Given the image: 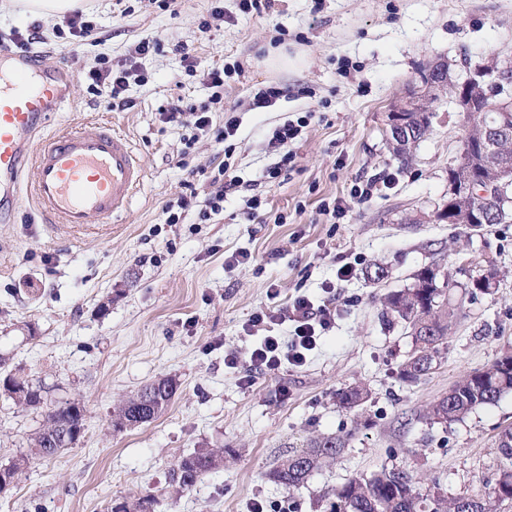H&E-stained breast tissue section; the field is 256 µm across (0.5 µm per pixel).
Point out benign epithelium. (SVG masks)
Returning a JSON list of instances; mask_svg holds the SVG:
<instances>
[{
	"label": "benign epithelium",
	"instance_id": "benign-epithelium-1",
	"mask_svg": "<svg viewBox=\"0 0 512 512\" xmlns=\"http://www.w3.org/2000/svg\"><path fill=\"white\" fill-rule=\"evenodd\" d=\"M512 83V62L475 66L459 80L451 75L450 64L440 60L420 74V86L410 97L391 106L385 127L386 140L400 144L411 135L407 113L428 111V101L448 90L465 112L468 145L472 151L463 156L459 178L448 180L449 199L464 198L471 203L470 222L485 220L484 203L492 199L502 210V219L512 209V170L498 165L496 139L512 130V95L506 86Z\"/></svg>",
	"mask_w": 512,
	"mask_h": 512
}]
</instances>
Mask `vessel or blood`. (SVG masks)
I'll list each match as a JSON object with an SVG mask.
<instances>
[{
    "instance_id": "obj_1",
    "label": "vessel or blood",
    "mask_w": 512,
    "mask_h": 512,
    "mask_svg": "<svg viewBox=\"0 0 512 512\" xmlns=\"http://www.w3.org/2000/svg\"><path fill=\"white\" fill-rule=\"evenodd\" d=\"M0 221L10 218L28 183L44 223L81 229L128 207L145 167L129 138L96 122L43 136L51 113L68 105L70 72L35 65L31 55L0 48Z\"/></svg>"
}]
</instances>
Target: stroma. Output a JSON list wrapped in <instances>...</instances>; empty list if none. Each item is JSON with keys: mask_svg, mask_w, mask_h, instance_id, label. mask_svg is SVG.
I'll list each match as a JSON object with an SVG mask.
<instances>
[{"mask_svg": "<svg viewBox=\"0 0 512 512\" xmlns=\"http://www.w3.org/2000/svg\"><path fill=\"white\" fill-rule=\"evenodd\" d=\"M239 4L223 0L224 15L215 18L210 0H176L170 11L149 0H80L94 26L82 40L64 32L61 18L0 11V41L39 23L31 55L77 76L70 107L52 113L46 133L110 125L131 139L146 170L127 212L110 223L53 231L28 198L0 222V378L41 380L52 400L86 409L76 444L32 461L0 494V512L37 505L107 512L147 492L161 499L159 512H250L254 500L289 498L298 512H323L332 490L384 465L405 466L451 496L478 493L497 477L512 393L448 425L430 422L425 409L467 373L512 353V218L478 229L436 218L467 132L452 93L431 101L433 132L408 161L389 151L384 123L433 61L450 60L462 77L467 60L512 58V0H274L259 14ZM143 39L161 51L137 54ZM180 45L195 71L186 69ZM281 46L303 50L304 66H265ZM105 59L135 70L128 109H106L82 78ZM218 66L224 91L213 131L161 123L168 99L209 103L207 74ZM271 86L287 96L275 107H254L255 94ZM229 110L239 129L226 147L214 131ZM302 117L305 127L287 145L293 162L266 178L280 160L268 152V138ZM226 163L245 188L225 198L223 211L204 220L194 207L179 223L160 222L187 177L204 188ZM371 181L378 185L372 196L351 201ZM254 193L262 201L257 223L245 216ZM338 200L349 204L345 215H323V204ZM239 252L250 261L230 263ZM490 263L500 271L496 287L470 291L471 278ZM346 264L353 273L339 279ZM432 264L449 275L457 319L437 367L402 383L397 371L412 338L382 299ZM379 265L388 275L371 281ZM300 296L333 303V327L304 365L244 384V369L225 367V352L243 354L256 343L244 329L253 313L289 310ZM163 377L177 383L167 410L113 431V407ZM352 384L370 396L348 412L335 393ZM42 421V410L0 395V464L28 454ZM345 432L352 435L345 452L300 489L268 480L283 455ZM198 448L225 449L223 466L171 498L170 468Z\"/></svg>", "mask_w": 512, "mask_h": 512, "instance_id": "1", "label": "stroma"}]
</instances>
